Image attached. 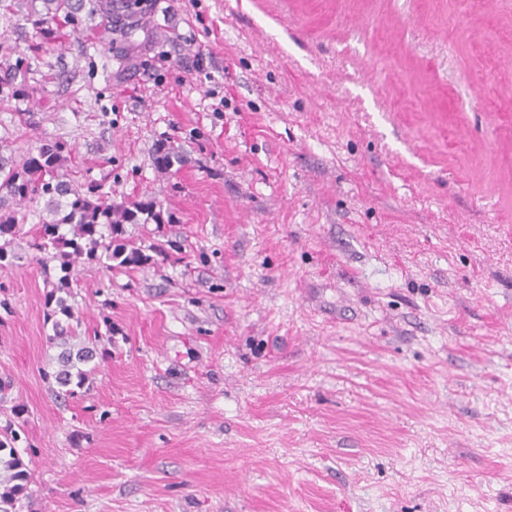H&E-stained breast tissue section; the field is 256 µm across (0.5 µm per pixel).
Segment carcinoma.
Here are the masks:
<instances>
[{
    "mask_svg": "<svg viewBox=\"0 0 512 512\" xmlns=\"http://www.w3.org/2000/svg\"><path fill=\"white\" fill-rule=\"evenodd\" d=\"M43 9L30 7L25 18L36 25L63 22L76 29L83 19H92L104 13L103 0H41ZM24 58H16L14 65L0 75V86L24 94L19 77L23 75ZM66 146L60 142L46 143L37 152L18 155H0V268L13 263L16 255L7 250L12 240L23 233L25 215L21 207L28 203L46 200L50 220H42L32 243L35 250L49 254L50 249L61 246L70 248L60 265L62 275L58 279L56 292L46 300V321L52 322L53 336L49 342L63 347L58 355V369L54 373L58 385L56 397L67 400L78 394L89 380L97 366H89L96 358L94 346L104 342L101 336L89 338L93 347L74 348L79 339V318L72 313L67 300L59 293H71L72 269L79 261L96 262L106 269H112V261L121 265H144L151 256L140 249L126 250L125 245L116 243L123 233V226L139 220V215L164 223L161 213L153 206L138 203L129 208L123 203H105L99 198L100 185L89 181L74 186L65 180L60 170L67 161ZM74 226L73 237L60 233L64 225ZM70 320L62 325L58 316ZM22 429L10 422L0 430V512H22L23 500L27 498L30 472L17 454L16 445Z\"/></svg>",
    "mask_w": 512,
    "mask_h": 512,
    "instance_id": "cac0c4a2",
    "label": "carcinoma"
}]
</instances>
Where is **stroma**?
<instances>
[{"label": "stroma", "instance_id": "obj_1", "mask_svg": "<svg viewBox=\"0 0 512 512\" xmlns=\"http://www.w3.org/2000/svg\"><path fill=\"white\" fill-rule=\"evenodd\" d=\"M137 20L119 41L0 13V70L29 65L0 146L62 142L73 184L167 218L125 227L148 264L76 265L68 303L112 345L66 403L40 373L60 261L11 244L23 512H512V0Z\"/></svg>", "mask_w": 512, "mask_h": 512}]
</instances>
